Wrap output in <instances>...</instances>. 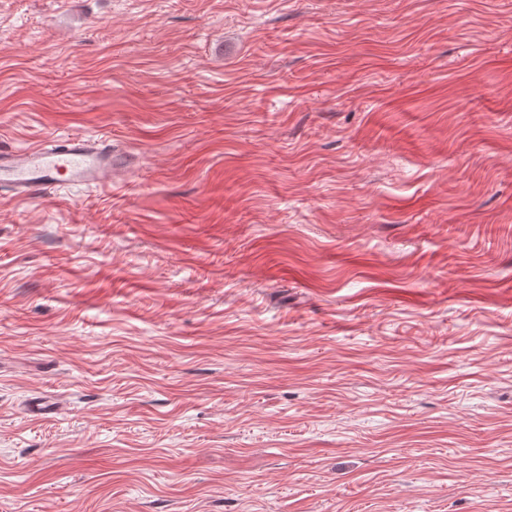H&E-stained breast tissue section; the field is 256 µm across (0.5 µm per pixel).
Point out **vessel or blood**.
<instances>
[{
	"label": "vessel or blood",
	"instance_id": "1",
	"mask_svg": "<svg viewBox=\"0 0 512 512\" xmlns=\"http://www.w3.org/2000/svg\"><path fill=\"white\" fill-rule=\"evenodd\" d=\"M115 164L111 141L86 134L25 148H0V195L35 199L64 187H97L111 177Z\"/></svg>",
	"mask_w": 512,
	"mask_h": 512
}]
</instances>
